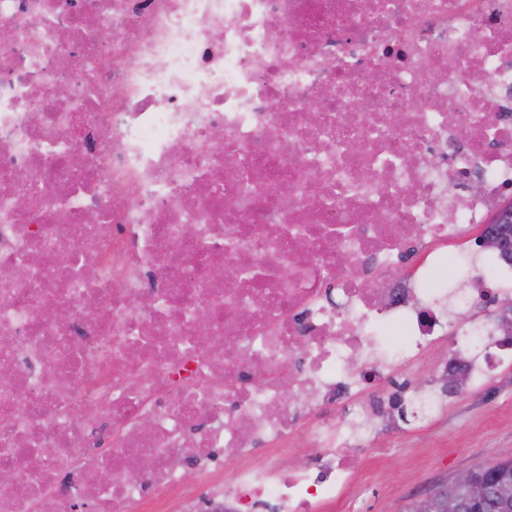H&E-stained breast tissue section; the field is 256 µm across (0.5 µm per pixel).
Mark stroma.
Here are the masks:
<instances>
[{
    "instance_id": "stroma-1",
    "label": "stroma",
    "mask_w": 512,
    "mask_h": 512,
    "mask_svg": "<svg viewBox=\"0 0 512 512\" xmlns=\"http://www.w3.org/2000/svg\"><path fill=\"white\" fill-rule=\"evenodd\" d=\"M446 253L455 276L422 298L433 309L447 305L454 316L461 311L462 295L485 275L487 257L471 237ZM453 347V337L443 336L431 355L421 358L418 373L426 376L425 386L416 387L415 375L397 371L370 391L383 397L405 389L403 403L408 407L416 394L428 396L430 407L423 414L372 417L360 413L354 397L333 404L337 426L348 431L343 452L359 470L335 512H406L416 495L458 471L512 456V365L502 364L481 385L450 395L437 380L434 362Z\"/></svg>"
}]
</instances>
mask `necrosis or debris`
Masks as SVG:
<instances>
[{"label":"necrosis or debris","mask_w":512,"mask_h":512,"mask_svg":"<svg viewBox=\"0 0 512 512\" xmlns=\"http://www.w3.org/2000/svg\"><path fill=\"white\" fill-rule=\"evenodd\" d=\"M0 29V512H334L357 472L317 409L386 372L352 369L378 326L395 365L445 333L398 267L512 205V0H0Z\"/></svg>","instance_id":"necrosis-or-debris-1"}]
</instances>
